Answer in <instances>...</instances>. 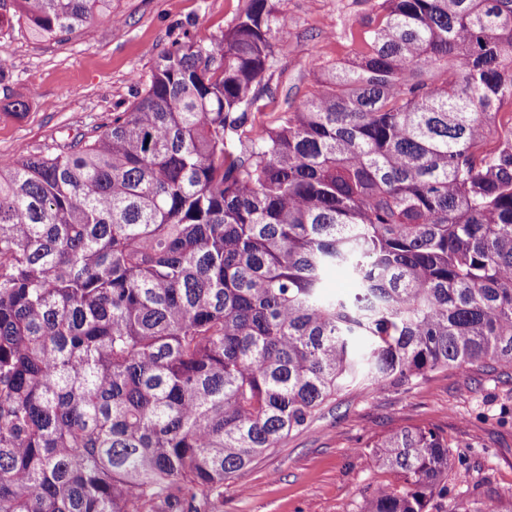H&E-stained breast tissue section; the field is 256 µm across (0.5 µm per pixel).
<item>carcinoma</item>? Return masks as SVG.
<instances>
[{
  "label": "carcinoma",
  "instance_id": "obj_1",
  "mask_svg": "<svg viewBox=\"0 0 512 512\" xmlns=\"http://www.w3.org/2000/svg\"><path fill=\"white\" fill-rule=\"evenodd\" d=\"M381 9L271 127L287 25L249 0L97 136L0 157V512H220L342 391L512 365V0ZM12 10L51 39L112 0ZM375 447L361 512H425L448 442Z\"/></svg>",
  "mask_w": 512,
  "mask_h": 512
}]
</instances>
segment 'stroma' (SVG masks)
Returning <instances> with one entry per match:
<instances>
[{"label": "stroma", "instance_id": "35a3bbf8", "mask_svg": "<svg viewBox=\"0 0 512 512\" xmlns=\"http://www.w3.org/2000/svg\"><path fill=\"white\" fill-rule=\"evenodd\" d=\"M248 0H112V14L52 40L24 21L0 20V155L88 139L137 100L165 51L192 37L219 39ZM288 17L286 50L265 80L273 89L251 120L273 125L317 88L321 72L351 59L381 14L380 0H275ZM448 441V490L426 512H471L492 499L512 512V366L441 369L401 388L353 389L302 430L224 483L223 512H360L395 482L375 442L400 427Z\"/></svg>", "mask_w": 512, "mask_h": 512}]
</instances>
